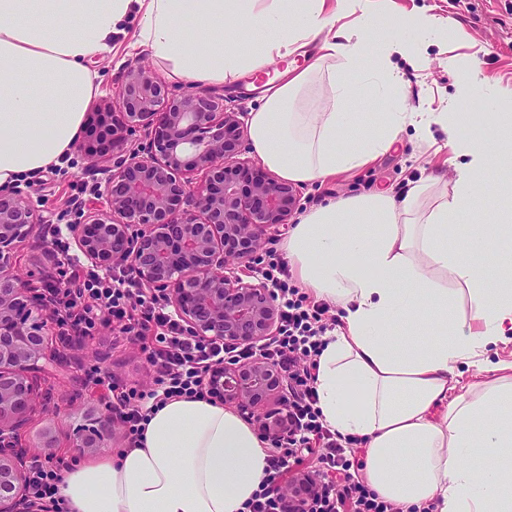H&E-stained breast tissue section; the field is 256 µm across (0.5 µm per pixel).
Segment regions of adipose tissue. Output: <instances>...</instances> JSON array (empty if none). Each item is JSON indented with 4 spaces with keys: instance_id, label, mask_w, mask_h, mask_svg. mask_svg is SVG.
I'll use <instances>...</instances> for the list:
<instances>
[{
    "instance_id": "ef3b65f1",
    "label": "adipose tissue",
    "mask_w": 512,
    "mask_h": 512,
    "mask_svg": "<svg viewBox=\"0 0 512 512\" xmlns=\"http://www.w3.org/2000/svg\"><path fill=\"white\" fill-rule=\"evenodd\" d=\"M353 18L340 30L336 21ZM135 22L132 45L172 80L217 87L285 67L264 84L247 134L280 179L324 183L390 151L412 127L448 134L456 179L405 194L388 189L328 198L302 213L283 243L300 282L338 306L314 387L324 424L366 448L364 477L403 512H512V362L451 395L460 365L512 342V207L476 214L491 169L512 172V110L476 61L452 57L444 112H411L391 54L364 65L389 21L379 0H0V186L60 164L75 148L100 91L93 58ZM317 44L305 67L292 56ZM306 55V54H305ZM331 106H293L322 71ZM378 112H354L355 99ZM494 110L483 131L469 107ZM466 235H459L460 224ZM135 447L63 472L68 512H243L268 465L266 443L237 411L209 399L151 408ZM481 450V467L469 465Z\"/></svg>"
}]
</instances>
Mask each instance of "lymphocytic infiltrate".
Here are the masks:
<instances>
[{
	"label": "lymphocytic infiltrate",
	"mask_w": 512,
	"mask_h": 512,
	"mask_svg": "<svg viewBox=\"0 0 512 512\" xmlns=\"http://www.w3.org/2000/svg\"><path fill=\"white\" fill-rule=\"evenodd\" d=\"M58 226H50L49 234L65 261L59 264V281L63 286L60 302L73 325L92 329L96 324H117L120 333L131 335L139 342L153 377V387L143 391L112 382L109 376H95L96 385L106 388L121 414L129 443H136L145 420L146 401L162 402L172 397H206L205 372L225 359H268L285 371L288 385V408L296 419L299 441L305 451L318 456V474L322 493L315 501V512H341L344 502H351V512H403L396 504L380 500L360 483L337 490L331 476L347 467L346 446L340 437L327 428L316 408L313 382L318 369V357L324 347L323 338L331 331L327 321L329 307L301 293L290 283L288 266L267 248L258 257L259 275L275 289L281 304V327L276 336L251 349L225 347L222 342L185 335L178 320L166 303L147 295L130 273L122 271L110 276L83 267L69 257L68 247L59 236ZM295 449H283L271 457L269 470L254 499L245 505L246 512H279L282 494L279 479L287 470ZM71 462L34 461L28 483L34 496L50 504L53 512H66L59 494L63 471Z\"/></svg>",
	"instance_id": "lymphocytic-infiltrate-1"
}]
</instances>
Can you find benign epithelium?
<instances>
[{"label": "benign epithelium", "mask_w": 512, "mask_h": 512, "mask_svg": "<svg viewBox=\"0 0 512 512\" xmlns=\"http://www.w3.org/2000/svg\"><path fill=\"white\" fill-rule=\"evenodd\" d=\"M144 131L136 147L127 137ZM241 113L224 108L208 89L182 94L137 63L123 71L119 111L106 101L93 113L81 149L106 157L104 190L67 225L81 254L110 271L124 265L155 296L167 298L184 329L226 347L256 345L276 333L280 303L267 282L249 281L262 241L288 225L298 191L242 159ZM37 216L17 191L0 190V512H48L27 484V449L14 438L39 404L37 374L45 370L47 324L33 309L55 302L13 274L11 256L31 236ZM213 397L279 441L294 431L282 401L284 372L255 358L211 368ZM75 447H101L100 429L113 427L111 406ZM318 491L310 471L288 481L281 512H308Z\"/></svg>", "instance_id": "7a95c632"}]
</instances>
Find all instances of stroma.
Segmentation results:
<instances>
[{"label":"stroma","instance_id":"stroma-1","mask_svg":"<svg viewBox=\"0 0 512 512\" xmlns=\"http://www.w3.org/2000/svg\"><path fill=\"white\" fill-rule=\"evenodd\" d=\"M390 17L430 11L449 19L447 35L421 40V57L410 62L394 57L393 63L404 78L410 108L423 112H440L448 107L456 91V77L445 62L453 55L478 61L482 75L494 88L512 89V0H382ZM129 38H119L111 53L94 58L91 67L99 72L102 85L99 99L118 94L119 76L128 63L146 62V55L129 46ZM282 63L270 64L264 71L224 85L220 93L225 105L238 112H252L261 104L259 88L273 79ZM448 135L433 126L432 140H416L412 130L402 131L394 148L354 176H340L324 185L303 184L299 187V210H306L327 195L341 196L390 187L402 192L411 182L433 178L436 194L450 192L453 166L448 161ZM108 173L104 164H91L83 152L73 151L63 165L17 183L42 217L43 223L66 225L76 221L78 202H90L91 190L104 185ZM15 274L35 288L55 284L58 275L53 250L42 233H35L18 244L12 258ZM49 348L65 365L38 376L45 412L36 414L18 439L21 447L37 452L43 441H52L54 456L93 460L102 453L127 447L123 425L104 433L102 448L79 451L74 443L85 429L99 404L104 403L102 387L87 382L85 368L95 366L114 375L123 385L150 389L151 375L139 344L101 325L90 334L73 336L62 345L60 323L49 321Z\"/></svg>","mask_w":512,"mask_h":512}]
</instances>
